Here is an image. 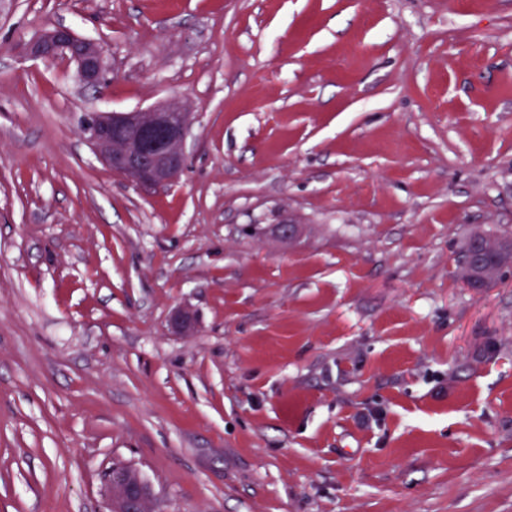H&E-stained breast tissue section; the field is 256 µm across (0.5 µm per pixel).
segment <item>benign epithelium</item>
<instances>
[{
    "instance_id": "7a95c632",
    "label": "benign epithelium",
    "mask_w": 512,
    "mask_h": 512,
    "mask_svg": "<svg viewBox=\"0 0 512 512\" xmlns=\"http://www.w3.org/2000/svg\"><path fill=\"white\" fill-rule=\"evenodd\" d=\"M23 51L31 59L67 57L78 78L89 87L99 88L107 79L109 63L102 47L79 38L67 27L45 31L24 44ZM192 120L188 107L174 99L133 112H91L85 117L82 133L113 171L142 188H158L172 183L184 169V143ZM272 234L291 244L302 236L303 225L282 221ZM458 266L465 287L493 286L504 269L512 267V237L474 231L459 252ZM172 324L183 336L197 334L196 318L186 308L174 313ZM104 497L105 512H159L151 484L130 465L112 466Z\"/></svg>"
}]
</instances>
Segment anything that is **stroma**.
Returning <instances> with one entry per match:
<instances>
[{"mask_svg": "<svg viewBox=\"0 0 512 512\" xmlns=\"http://www.w3.org/2000/svg\"><path fill=\"white\" fill-rule=\"evenodd\" d=\"M57 25L103 90L22 56ZM174 98L170 185L82 135ZM478 227L512 236V0H0V512H103L116 463L163 512H512ZM484 249L498 251L502 260L494 265L483 257H475ZM457 262L463 273L461 283L466 288H489L500 280L504 269L512 267V237L475 230L463 244Z\"/></svg>", "mask_w": 512, "mask_h": 512, "instance_id": "obj_1", "label": "stroma"}]
</instances>
